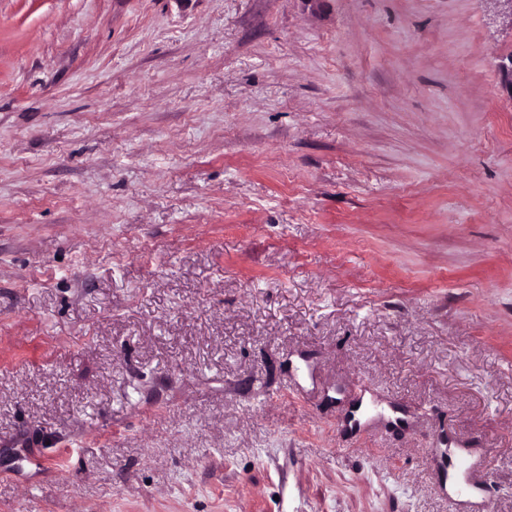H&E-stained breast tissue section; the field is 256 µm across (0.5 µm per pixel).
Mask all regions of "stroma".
I'll list each match as a JSON object with an SVG mask.
<instances>
[{
  "label": "stroma",
  "instance_id": "1",
  "mask_svg": "<svg viewBox=\"0 0 512 512\" xmlns=\"http://www.w3.org/2000/svg\"><path fill=\"white\" fill-rule=\"evenodd\" d=\"M511 57L493 0H0V512H512Z\"/></svg>",
  "mask_w": 512,
  "mask_h": 512
}]
</instances>
